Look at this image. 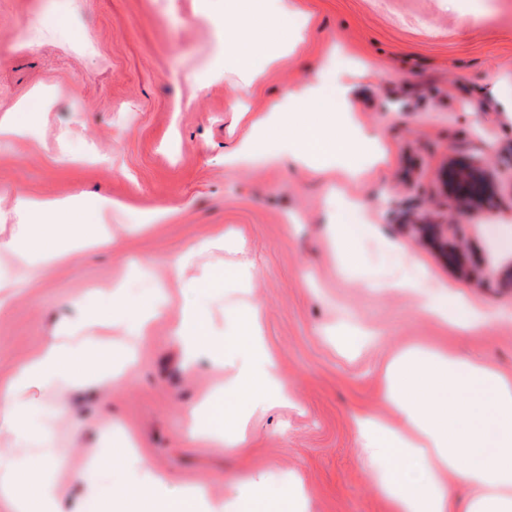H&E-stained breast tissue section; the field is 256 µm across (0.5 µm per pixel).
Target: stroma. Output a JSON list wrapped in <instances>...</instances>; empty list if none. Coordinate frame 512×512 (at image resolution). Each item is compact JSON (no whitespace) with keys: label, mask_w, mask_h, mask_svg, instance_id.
<instances>
[{"label":"stroma","mask_w":512,"mask_h":512,"mask_svg":"<svg viewBox=\"0 0 512 512\" xmlns=\"http://www.w3.org/2000/svg\"><path fill=\"white\" fill-rule=\"evenodd\" d=\"M292 2L288 25L307 28V37L252 84V59L211 73L225 30L237 25L224 0H0V120L24 126L0 134V242L20 220L22 194L71 199L91 213L99 196L122 204L108 218L112 249L75 250L36 278L12 269L22 286L0 311V381L74 306L105 305L103 289L119 281L128 300L139 299L170 281L192 245L184 278L203 269L220 277L210 322L231 325L241 303H255L290 393L288 404L248 414L244 447L186 443L187 407L223 377L180 364L171 327L178 303L195 297L180 289L118 386L87 385L61 412L36 393L39 435L25 448L0 439V456L28 468L53 459L68 499L80 497L81 472L111 492L112 456L131 434L174 492L196 484L221 501L238 478L276 485L294 473L309 512H387L352 422L358 410L386 415L384 364L420 344L512 374V251L486 232L497 224L512 234V0ZM330 48L357 85L356 118L388 150L384 165L347 188L374 238L357 241L352 273L331 244L336 199L323 177L283 165L224 166L251 118L313 82ZM477 160L496 197L466 214L450 206L440 174ZM150 210L175 217L139 229ZM422 222L448 225L478 280L448 265L417 231ZM219 231L224 245L211 247ZM245 262L243 279L235 270ZM416 278L480 304L491 322L460 335L429 313L428 295L404 289ZM363 333L379 339L341 353L336 336Z\"/></svg>","instance_id":"1"}]
</instances>
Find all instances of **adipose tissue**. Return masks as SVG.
Masks as SVG:
<instances>
[{
	"mask_svg": "<svg viewBox=\"0 0 512 512\" xmlns=\"http://www.w3.org/2000/svg\"><path fill=\"white\" fill-rule=\"evenodd\" d=\"M228 2L241 26L225 41V56L238 55L246 45L272 63L288 50L292 36L270 41L268 26L269 19L287 15L288 0ZM329 90L346 106L355 96L354 84L340 73L330 81L319 79L290 90L287 103L273 105L254 120L249 136L225 154V166L280 159L299 167L332 163L354 180L363 168L383 164L386 152L377 137L349 131L346 114L317 111ZM18 210L34 221L17 226L9 249L27 267L79 246L105 249L112 243L108 225H90L87 215L68 200L22 197ZM168 303L162 287L136 304L127 303L118 290L106 313L123 323L129 336L141 339ZM431 313L461 333L490 321L485 310L456 293L440 296ZM236 323L233 330H217L208 325L202 303L182 306L173 326L182 365L204 359L213 368L229 370L234 379L230 398L247 405L287 401L288 385L264 340L256 308H241ZM88 324L85 315L71 321L0 382V435L20 446L33 437V390L51 392L60 409L72 389L111 379L113 365L126 361V352L113 348L111 337L85 335ZM382 399L388 416L360 412L354 426L359 456L391 512H512V375L475 359L413 345L385 366ZM115 464L122 472V487L137 489L157 510L170 505L164 476L134 448L123 451ZM0 466L5 469L0 495L9 498L13 512H64L48 475L12 461ZM256 499L274 500L279 512L308 508L304 485L294 475L275 490L263 477L243 479L235 498L224 502L211 500L198 486L182 491L183 503L195 512H249Z\"/></svg>",
	"mask_w": 512,
	"mask_h": 512,
	"instance_id": "ef3b65f1",
	"label": "adipose tissue"
}]
</instances>
